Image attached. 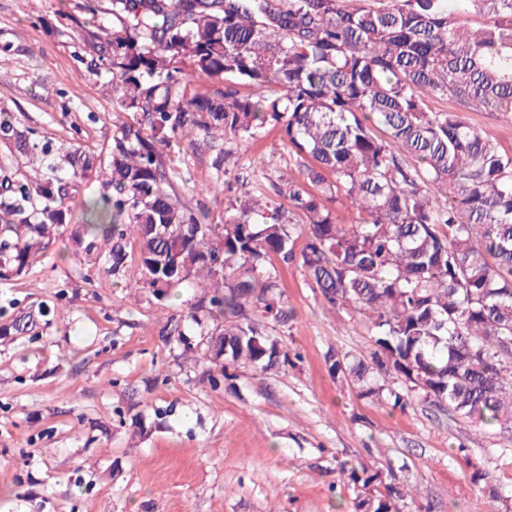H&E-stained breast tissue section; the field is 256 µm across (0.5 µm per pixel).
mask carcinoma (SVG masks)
Masks as SVG:
<instances>
[{"label":"carcinoma","mask_w":512,"mask_h":512,"mask_svg":"<svg viewBox=\"0 0 512 512\" xmlns=\"http://www.w3.org/2000/svg\"><path fill=\"white\" fill-rule=\"evenodd\" d=\"M112 17L101 65L112 73L116 127L108 157L75 147L41 165L49 147L0 116V141L38 167L0 195V283L69 225L66 201L98 183L75 225L95 274L120 273L135 245L137 288L169 297L206 282L204 311L224 332L229 365L289 361L248 317L288 320L279 270L297 261L333 307L371 323L367 363L331 357L359 396L403 409L412 394L452 418L512 431V155L461 117L512 116V0H87ZM222 86L201 93L179 63ZM450 98L456 111H435ZM280 130L299 175L270 180L284 207L246 192L213 224L183 192L165 152L175 140L248 142ZM344 199L343 224L325 202ZM308 233L300 250L290 226ZM220 259L224 273L211 262ZM349 481L376 473L351 460ZM402 489L365 496L361 512H400Z\"/></svg>","instance_id":"carcinoma-1"}]
</instances>
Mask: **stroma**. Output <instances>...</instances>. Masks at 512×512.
<instances>
[{"mask_svg": "<svg viewBox=\"0 0 512 512\" xmlns=\"http://www.w3.org/2000/svg\"><path fill=\"white\" fill-rule=\"evenodd\" d=\"M81 2L0 0V112L57 159L76 138L107 153L134 118L113 111L112 77L94 71ZM226 148L272 173L292 163L275 128ZM215 154L201 135L170 151L197 186ZM90 272L62 230L28 276L0 284V327L36 320L0 337V512H357L362 488L339 475L348 458L381 475L375 491L415 488L401 512H512V438L417 397L402 409L359 397L329 357L368 360L369 323L331 307L298 264L280 271L287 324H264L292 360L265 372L210 363L214 324L188 317L204 288L159 299L133 289L137 262ZM477 468L487 483H472Z\"/></svg>", "mask_w": 512, "mask_h": 512, "instance_id": "1", "label": "stroma"}]
</instances>
